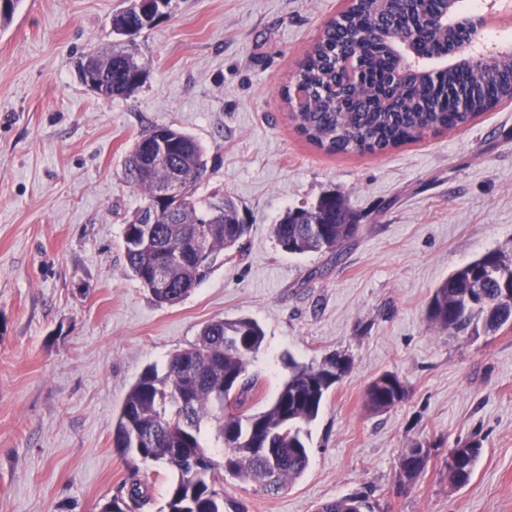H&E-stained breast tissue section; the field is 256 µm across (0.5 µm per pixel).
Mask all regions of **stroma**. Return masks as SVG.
I'll use <instances>...</instances> for the list:
<instances>
[{
	"label": "stroma",
	"instance_id": "stroma-1",
	"mask_svg": "<svg viewBox=\"0 0 512 512\" xmlns=\"http://www.w3.org/2000/svg\"><path fill=\"white\" fill-rule=\"evenodd\" d=\"M127 0H19L0 26V512H102L131 478L163 512L170 471L113 445L122 402L217 319L265 332L248 366L264 408L286 358L339 352L349 372L308 428L309 467L274 497L227 478L247 512H315L367 493L373 512H512V323L474 340L432 326L435 288L462 264L512 255V102L382 154L336 155L297 129L281 96L344 0H170L128 44L147 63L127 98L82 83L77 62L116 42ZM170 125L204 148L196 196L220 193L250 229L174 305L130 276L122 228L144 194L123 162ZM360 224L340 254L285 251L272 228L326 193ZM396 374L407 397L375 412L366 390ZM481 440L470 482L448 486L456 443ZM430 450L397 482L401 451Z\"/></svg>",
	"mask_w": 512,
	"mask_h": 512
}]
</instances>
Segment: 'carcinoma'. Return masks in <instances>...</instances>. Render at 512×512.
<instances>
[{"label": "carcinoma", "mask_w": 512, "mask_h": 512, "mask_svg": "<svg viewBox=\"0 0 512 512\" xmlns=\"http://www.w3.org/2000/svg\"><path fill=\"white\" fill-rule=\"evenodd\" d=\"M379 13L374 0H353L330 20L322 36L300 63L297 80L310 92L311 105L293 115L298 131L310 142L334 153H377L413 143L429 132L465 126L474 117L512 101V54L495 55L480 68L465 61L442 68L426 82L398 74V58L374 32L390 24L420 27L423 19L448 9V0H391ZM159 5L139 16L121 11L112 16V32L128 36L150 27ZM464 33L441 31L425 36L420 52L441 59L454 54ZM82 81H96L93 91L105 98H126L140 85L146 68L137 52L122 42L87 56L78 65ZM398 76L395 88L388 81ZM165 135L166 158L143 175L131 152L124 162L128 183L144 191L140 209L153 210L155 223L127 222L123 248L132 277L159 305L176 304L209 275L220 255L236 248L247 232L229 198L202 202L195 196L206 177L204 150L192 136L172 127L155 126L141 139ZM183 180L185 194L173 217L156 200L159 186L172 177ZM202 231L207 250L201 257L175 260L188 226ZM359 225L334 196L314 206L287 211L273 234L293 254L337 251ZM429 320L456 336L474 339L512 321V259L489 251L454 269L436 288ZM264 342L253 319H220L206 324L196 341L173 353L163 371L148 367L131 385L117 416L113 444L144 462L166 465L173 476L166 489V512H246L216 487L221 475L250 481L256 491L273 497L302 476L309 465L304 426L319 415L336 384V354L311 365L288 361L289 376L270 404L253 413L241 408L253 399L257 379L248 365ZM406 389L394 373H384L368 387L367 405L376 412L401 403ZM215 421L217 446H209L205 424ZM462 464L448 468V487L466 485L483 453L482 444H464ZM429 450L416 443L399 457L401 484L415 480L427 467ZM149 502L139 480L130 483L127 499L107 503L103 512H140ZM363 494L325 502L316 512H364Z\"/></svg>", "instance_id": "carcinoma-1"}]
</instances>
